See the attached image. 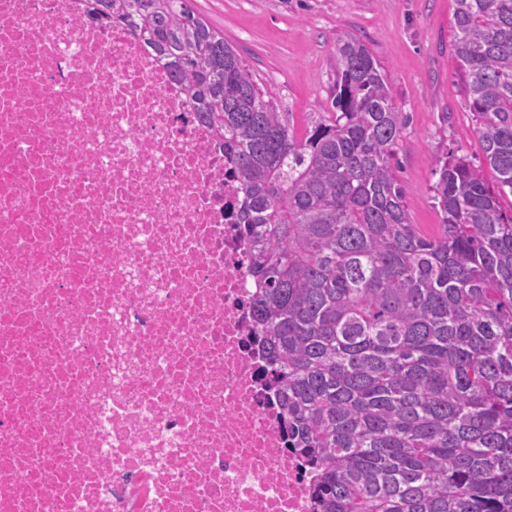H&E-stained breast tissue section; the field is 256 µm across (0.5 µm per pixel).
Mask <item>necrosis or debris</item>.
I'll use <instances>...</instances> for the list:
<instances>
[{
    "mask_svg": "<svg viewBox=\"0 0 512 512\" xmlns=\"http://www.w3.org/2000/svg\"><path fill=\"white\" fill-rule=\"evenodd\" d=\"M240 203L144 37L0 0V512H316Z\"/></svg>",
    "mask_w": 512,
    "mask_h": 512,
    "instance_id": "4bbe7bcc",
    "label": "necrosis or debris"
}]
</instances>
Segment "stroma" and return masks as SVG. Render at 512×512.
Instances as JSON below:
<instances>
[{
    "label": "stroma",
    "mask_w": 512,
    "mask_h": 512,
    "mask_svg": "<svg viewBox=\"0 0 512 512\" xmlns=\"http://www.w3.org/2000/svg\"><path fill=\"white\" fill-rule=\"evenodd\" d=\"M238 52L264 96L303 131L331 109L340 36L361 38L409 116L396 147L397 177L411 223L431 236L441 222L436 162L483 161L476 117L461 90L453 50L454 0H190Z\"/></svg>",
    "instance_id": "obj_1"
}]
</instances>
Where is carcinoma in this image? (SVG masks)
Listing matches in <instances>:
<instances>
[{
  "instance_id": "1",
  "label": "carcinoma",
  "mask_w": 512,
  "mask_h": 512,
  "mask_svg": "<svg viewBox=\"0 0 512 512\" xmlns=\"http://www.w3.org/2000/svg\"><path fill=\"white\" fill-rule=\"evenodd\" d=\"M92 3L154 45L231 148L266 374L319 512H512V0H455L483 163L436 162L431 237L393 163L408 116L360 39H338L332 111L299 138L187 0Z\"/></svg>"
}]
</instances>
